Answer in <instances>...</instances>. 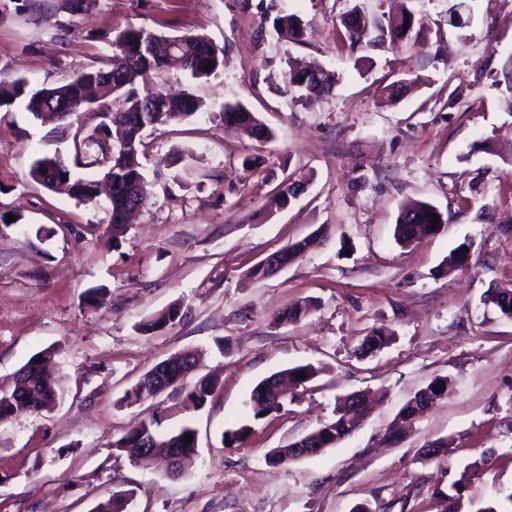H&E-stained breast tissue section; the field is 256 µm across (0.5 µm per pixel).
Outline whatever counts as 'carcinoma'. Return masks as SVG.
<instances>
[{
  "label": "carcinoma",
  "instance_id": "cac0c4a2",
  "mask_svg": "<svg viewBox=\"0 0 512 512\" xmlns=\"http://www.w3.org/2000/svg\"><path fill=\"white\" fill-rule=\"evenodd\" d=\"M344 28L343 44L351 51L361 42L367 30V19L359 5H354L349 16L341 20ZM277 32H287L294 40H300L301 23L297 15L277 16L273 20ZM423 28L421 20L409 11L386 22L375 23L378 32L376 41L390 47H399L413 36H419L415 28ZM112 56L105 66L96 70L84 71L69 80L52 86L33 88L24 77L11 80L0 79V108L10 107L17 101L25 103V108L35 117L44 115L61 121L71 118L67 114L68 104L83 100L89 103L86 113L97 123L92 132L84 137L74 135L73 147L75 165L93 169L112 183L109 200V220L112 233L118 234L128 223L129 214L141 202L147 192L148 180L140 162L143 154V132L157 125L171 121H181L196 114L201 104L194 95L185 91L170 95L154 89V80L163 73L179 72L193 79L208 78L224 66V48L210 43L200 35L164 36L143 28L128 27L112 41ZM212 63V69L204 70V65ZM315 77L301 82L295 69L286 73L288 92L296 100H307L331 89L336 81L334 73L321 67L311 70ZM224 124L239 126L259 139L273 135L272 130L263 125L245 106L240 103L225 104L222 109ZM58 166V161L50 158L36 159L30 168L29 176L49 191L63 188L74 199L93 202L97 198L98 181L75 175L71 170L64 171L66 179L56 180L47 173L48 166ZM417 221L414 224H395V238L409 245L416 240L430 237L442 231L441 222H432L433 217L442 213L430 203L422 202L414 207ZM492 303L502 316L512 319V289L501 296L492 292ZM309 311L307 305H293L283 309L278 320L285 323L299 321ZM178 317V308L157 319H150L141 326L144 332H153L172 323ZM389 334L376 329L365 336L362 347L379 350L387 345ZM42 355L32 357L15 375L12 384H0V423L18 416L38 413L55 403L57 393L54 380L38 365ZM306 377H301L300 373ZM290 382L303 386L309 383L319 370L310 365H300L286 370ZM266 381H261L252 391L249 399L254 416L275 412L283 407L286 397L278 398L264 394ZM215 390V384L208 378L199 379L191 396L203 402ZM448 391V379L436 377L425 387L417 390L400 408L397 418L413 422L417 418L416 403L425 394L443 396ZM346 395L339 399L335 417L312 431L315 441L331 447L357 429L349 416V399ZM156 418L137 422L128 432L112 442V447L126 453L131 460L138 461V441L151 443L160 454L167 457L172 449L180 448L190 456L197 450L196 441L186 442V435L195 434L189 426H183L172 433L159 430ZM129 492L120 491L112 498L99 503L93 512H125Z\"/></svg>",
  "mask_w": 512,
  "mask_h": 512
}]
</instances>
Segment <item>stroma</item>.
Wrapping results in <instances>:
<instances>
[{"label": "stroma", "instance_id": "stroma-1", "mask_svg": "<svg viewBox=\"0 0 512 512\" xmlns=\"http://www.w3.org/2000/svg\"><path fill=\"white\" fill-rule=\"evenodd\" d=\"M54 25H37L17 0H0V71L35 87L99 66L127 27L198 34L224 49L215 76L162 75L160 88H191L203 108L147 130L149 181L133 224L113 236L106 197L83 204L29 176L32 162L72 160L74 128L44 122L22 104L0 108V382L51 351L58 400L0 424V512H91L128 490L127 512H440L470 463L494 465L466 482L464 502L512 491V319L483 300L512 287V0H97L70 12L48 0ZM361 6L387 19L410 8L425 37L399 48H341L343 15ZM464 22L451 25L452 8ZM296 14L301 42L272 21ZM334 72L323 97L294 100L289 64ZM406 82L391 97V85ZM239 102L274 130L270 141L224 126ZM306 189L271 206L288 182ZM428 202L448 218L441 233L402 246L400 209ZM16 223H8V216ZM316 246L276 275L247 273L307 236ZM468 268L447 271L458 245ZM105 290L103 305L88 292ZM311 304L296 323L282 309ZM178 307L175 324L140 326ZM390 335L361 351L372 329ZM201 356L197 376L216 382L204 404L188 386L130 404L126 393L181 351ZM319 366L293 402L255 417L248 399L265 377ZM448 394L401 443L383 435L401 406L434 377ZM376 401L350 436L318 456L267 463L331 418L337 397ZM165 432L192 426L197 451L179 475L134 464L113 448L136 422ZM249 427L243 442L230 432ZM448 439L447 454L425 445Z\"/></svg>", "mask_w": 512, "mask_h": 512}]
</instances>
